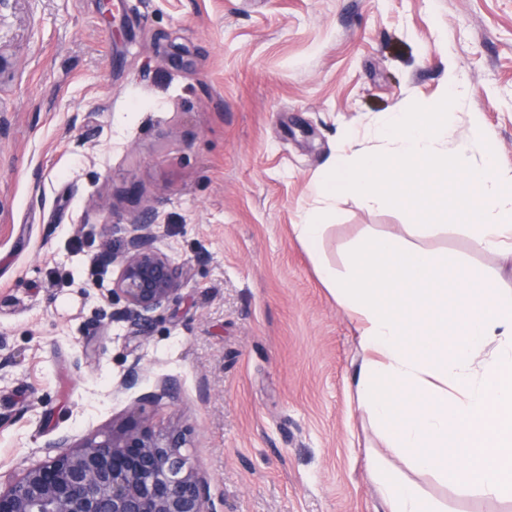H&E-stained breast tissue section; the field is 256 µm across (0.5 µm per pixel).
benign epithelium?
Returning <instances> with one entry per match:
<instances>
[{
	"instance_id": "7a95c632",
	"label": "benign epithelium",
	"mask_w": 512,
	"mask_h": 512,
	"mask_svg": "<svg viewBox=\"0 0 512 512\" xmlns=\"http://www.w3.org/2000/svg\"><path fill=\"white\" fill-rule=\"evenodd\" d=\"M112 262V294L133 326L145 327L177 300L186 270L156 245L150 211L132 218ZM183 447L181 430L155 428L134 401L119 423L77 441L63 435L43 461L0 481V512H210L208 481Z\"/></svg>"
}]
</instances>
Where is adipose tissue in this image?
I'll use <instances>...</instances> for the list:
<instances>
[{"label":"adipose tissue","mask_w":512,"mask_h":512,"mask_svg":"<svg viewBox=\"0 0 512 512\" xmlns=\"http://www.w3.org/2000/svg\"><path fill=\"white\" fill-rule=\"evenodd\" d=\"M470 92L455 71L438 105L382 113L365 132L377 148L340 151L294 231L359 325L356 402L387 449L447 486L512 501V290L393 235L350 249L343 273L322 256L326 222L346 196L409 203L421 229L457 220L479 249L512 252V169L498 167L481 113L460 115ZM462 119L481 163L454 141ZM369 466L382 512H435L413 481Z\"/></svg>","instance_id":"obj_1"}]
</instances>
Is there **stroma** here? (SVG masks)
<instances>
[{"label":"stroma","mask_w":512,"mask_h":512,"mask_svg":"<svg viewBox=\"0 0 512 512\" xmlns=\"http://www.w3.org/2000/svg\"><path fill=\"white\" fill-rule=\"evenodd\" d=\"M450 63L512 168V0H0V474L138 399L216 512H377L369 452L438 512H512L386 452L356 325L294 232L342 133L437 102ZM146 208L189 273L138 333L103 249ZM410 221L343 199L323 257L396 235L512 289V259Z\"/></svg>","instance_id":"stroma-1"}]
</instances>
